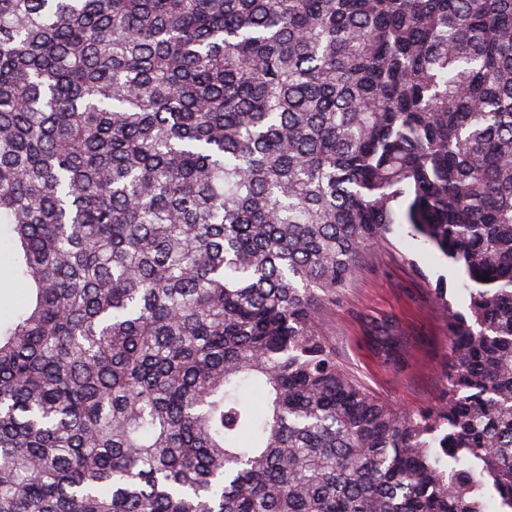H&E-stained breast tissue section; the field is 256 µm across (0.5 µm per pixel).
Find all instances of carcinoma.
Here are the masks:
<instances>
[{"label": "carcinoma", "mask_w": 512, "mask_h": 512, "mask_svg": "<svg viewBox=\"0 0 512 512\" xmlns=\"http://www.w3.org/2000/svg\"><path fill=\"white\" fill-rule=\"evenodd\" d=\"M410 232L448 404L317 318ZM0 512H512V0H0ZM25 292L26 288H20L15 280L0 278V322L3 323L13 317Z\"/></svg>", "instance_id": "obj_1"}]
</instances>
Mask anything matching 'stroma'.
I'll return each mask as SVG.
<instances>
[{"label":"stroma","instance_id":"1","mask_svg":"<svg viewBox=\"0 0 512 512\" xmlns=\"http://www.w3.org/2000/svg\"><path fill=\"white\" fill-rule=\"evenodd\" d=\"M464 273L434 248L400 228L389 245L363 254L354 279L337 293L319 319L339 364L398 413L435 409L448 398L453 369L448 312L435 300L437 279L449 285L454 310L469 298L455 285ZM401 342L402 361L384 355V337Z\"/></svg>","mask_w":512,"mask_h":512}]
</instances>
